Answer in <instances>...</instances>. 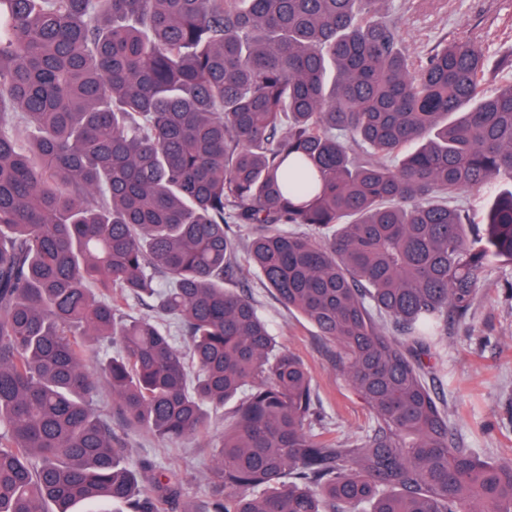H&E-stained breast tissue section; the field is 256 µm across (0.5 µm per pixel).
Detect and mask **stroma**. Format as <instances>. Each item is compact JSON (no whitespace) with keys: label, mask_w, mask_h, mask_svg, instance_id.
I'll use <instances>...</instances> for the list:
<instances>
[{"label":"stroma","mask_w":512,"mask_h":512,"mask_svg":"<svg viewBox=\"0 0 512 512\" xmlns=\"http://www.w3.org/2000/svg\"><path fill=\"white\" fill-rule=\"evenodd\" d=\"M403 17L400 35L405 44L424 53L441 38L465 34L482 43L489 63L512 50V0H389ZM231 287L245 288L270 323L279 345L300 356L311 370L321 399V412L338 437L360 433L368 414L335 361L333 344L299 315L288 312L237 254ZM448 402L453 423L467 447L492 459H512V292L499 271L487 277L483 294L469 318L449 325L439 349L438 371L432 383ZM224 430L214 416L205 436L163 444L146 434L128 440L129 455L144 458L178 474L186 499L206 491L203 472L209 447Z\"/></svg>","instance_id":"obj_1"}]
</instances>
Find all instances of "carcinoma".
I'll list each match as a JSON object with an SVG mask.
<instances>
[{"mask_svg":"<svg viewBox=\"0 0 512 512\" xmlns=\"http://www.w3.org/2000/svg\"><path fill=\"white\" fill-rule=\"evenodd\" d=\"M387 10L0 0V512H165L180 482L142 487L128 436L193 439L212 413L231 424L182 512H512V462L466 447L428 384L448 323L512 276V51L418 57ZM474 190L477 234L449 203ZM238 225L336 345L362 434L336 438L307 364L224 287Z\"/></svg>","mask_w":512,"mask_h":512,"instance_id":"1","label":"carcinoma"}]
</instances>
